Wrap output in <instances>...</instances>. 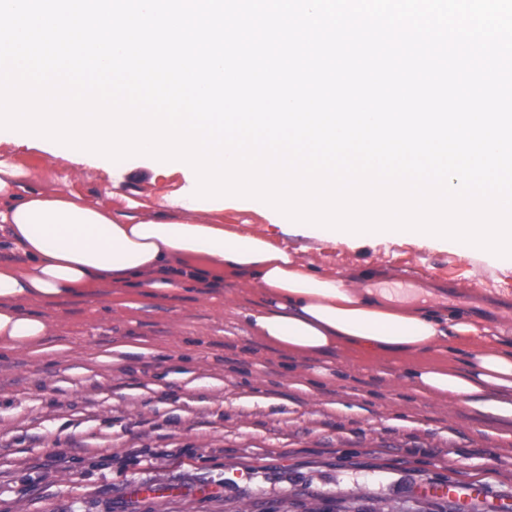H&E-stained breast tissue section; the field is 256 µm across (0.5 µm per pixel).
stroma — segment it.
<instances>
[{
  "label": "stroma",
  "instance_id": "obj_1",
  "mask_svg": "<svg viewBox=\"0 0 512 512\" xmlns=\"http://www.w3.org/2000/svg\"><path fill=\"white\" fill-rule=\"evenodd\" d=\"M0 158L39 189L64 176L88 201L145 216L192 182L147 160L110 174L45 144L1 141ZM175 214L264 235L353 288L401 299L425 288L427 306L448 313L458 295L480 296L476 320L512 336L499 304L512 270L489 257L411 240L336 245L235 196ZM377 267L389 277H369ZM254 291L210 271L139 309L104 294L29 306L50 349L0 347V512H512V421L417 394L404 363L355 369L267 348L239 315ZM448 478L487 495L425 493Z\"/></svg>",
  "mask_w": 512,
  "mask_h": 512
}]
</instances>
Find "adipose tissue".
Returning <instances> with one entry per match:
<instances>
[{
	"mask_svg": "<svg viewBox=\"0 0 512 512\" xmlns=\"http://www.w3.org/2000/svg\"><path fill=\"white\" fill-rule=\"evenodd\" d=\"M0 346L40 351L48 326L27 314L108 290L121 306L183 291L203 258L257 285L242 317L251 337L294 356L343 354L360 366L401 361L417 393L512 419V341L503 329L397 300L385 288H352L318 275L288 248L221 224L113 213L73 191L32 188L0 160Z\"/></svg>",
	"mask_w": 512,
	"mask_h": 512,
	"instance_id": "ef3b65f1",
	"label": "adipose tissue"
}]
</instances>
